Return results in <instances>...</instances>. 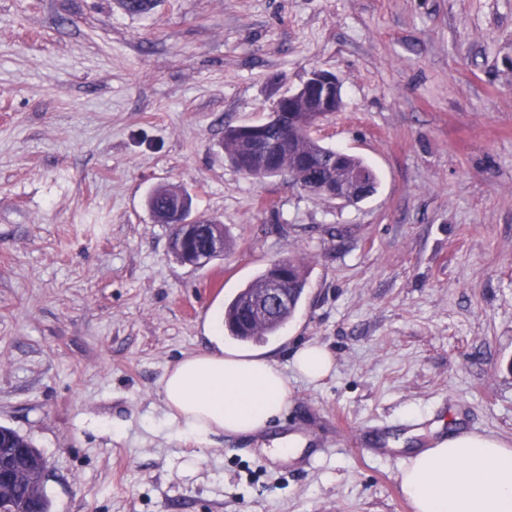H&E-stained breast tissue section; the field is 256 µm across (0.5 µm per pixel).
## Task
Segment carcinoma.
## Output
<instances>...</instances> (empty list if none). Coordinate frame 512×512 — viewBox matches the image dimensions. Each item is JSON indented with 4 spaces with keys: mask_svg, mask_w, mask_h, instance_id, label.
Wrapping results in <instances>:
<instances>
[{
    "mask_svg": "<svg viewBox=\"0 0 512 512\" xmlns=\"http://www.w3.org/2000/svg\"><path fill=\"white\" fill-rule=\"evenodd\" d=\"M118 7L132 15H145L152 11V0H116ZM314 124L307 112L283 113L272 126L273 136L282 143L274 168L279 174L292 181L303 182L312 194L321 197L322 186L336 181L347 174L359 173L377 186V178L372 168L361 158L346 154L339 163L333 162L334 149L326 147L314 136ZM247 137L240 129L228 128L224 132V153L230 162L246 158ZM176 192L152 193L150 204L162 219L166 218L169 207L177 199ZM288 295L290 304L271 317H259L245 325L240 324L243 309L257 295L256 289L270 287L271 279L267 271H262L225 308L224 326L231 336L243 342H260L275 335L292 317L306 286V273L303 262L289 258ZM0 512H50V501L45 484L39 479H31L9 492L0 493Z\"/></svg>",
    "mask_w": 512,
    "mask_h": 512,
    "instance_id": "carcinoma-1",
    "label": "carcinoma"
}]
</instances>
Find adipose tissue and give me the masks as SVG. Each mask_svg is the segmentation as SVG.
<instances>
[{
	"label": "adipose tissue",
	"instance_id": "adipose-tissue-1",
	"mask_svg": "<svg viewBox=\"0 0 512 512\" xmlns=\"http://www.w3.org/2000/svg\"><path fill=\"white\" fill-rule=\"evenodd\" d=\"M212 328L211 348L163 375L168 420L180 435L197 440L254 434L287 407L288 379L273 361L226 347L223 318H214ZM291 363L312 383L335 365L326 348L312 343L298 348ZM399 481L413 512H512V448L487 435H454L418 449Z\"/></svg>",
	"mask_w": 512,
	"mask_h": 512
}]
</instances>
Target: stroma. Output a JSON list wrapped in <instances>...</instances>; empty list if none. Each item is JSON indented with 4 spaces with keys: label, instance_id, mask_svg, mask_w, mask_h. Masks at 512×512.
Masks as SVG:
<instances>
[{
    "label": "stroma",
    "instance_id": "1",
    "mask_svg": "<svg viewBox=\"0 0 512 512\" xmlns=\"http://www.w3.org/2000/svg\"><path fill=\"white\" fill-rule=\"evenodd\" d=\"M315 69L343 97L318 138L377 176L356 204L221 147ZM160 184L222 220L223 256L173 258ZM288 257L305 293L262 346L287 408L176 434L165 371ZM307 343L335 359L315 384ZM511 361L512 0H0V426L44 454L51 512H412L390 440L512 448ZM295 371L311 383L327 377L334 369L331 353L319 344L307 343L298 348L291 358Z\"/></svg>",
    "mask_w": 512,
    "mask_h": 512
}]
</instances>
